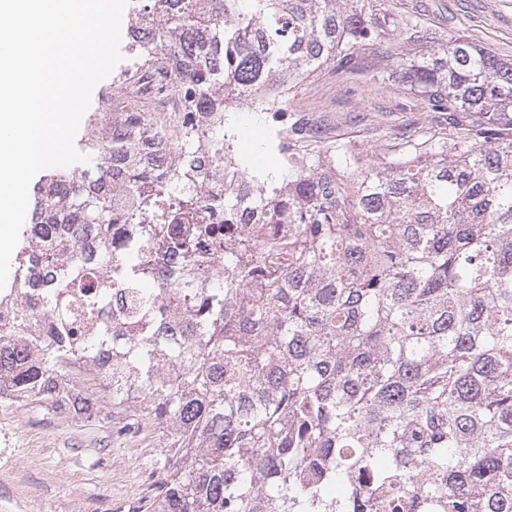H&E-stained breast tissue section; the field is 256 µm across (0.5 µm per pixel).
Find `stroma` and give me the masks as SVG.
<instances>
[{"instance_id": "1", "label": "stroma", "mask_w": 512, "mask_h": 512, "mask_svg": "<svg viewBox=\"0 0 512 512\" xmlns=\"http://www.w3.org/2000/svg\"><path fill=\"white\" fill-rule=\"evenodd\" d=\"M389 7L397 16L426 14V48L460 35L512 59V0H390ZM384 64L378 53L364 52L354 62L362 77L356 86L336 64H325L294 93L291 106L327 118L369 149L376 139L365 118L392 125L430 120L401 87L374 81ZM164 454L153 426L120 435L110 419L0 398V512H136L161 477L151 465Z\"/></svg>"}]
</instances>
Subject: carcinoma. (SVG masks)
<instances>
[{"label": "carcinoma", "instance_id": "carcinoma-1", "mask_svg": "<svg viewBox=\"0 0 512 512\" xmlns=\"http://www.w3.org/2000/svg\"><path fill=\"white\" fill-rule=\"evenodd\" d=\"M132 69L171 61L176 112L89 113V163L34 187L0 300V397L166 436L137 512H512V59L385 0H132ZM384 50L436 125L364 151L288 108L329 60ZM262 149L237 150L242 95ZM457 112L470 113L461 125ZM237 119L238 126L245 125L248 130L246 138L238 139L240 153L251 156L256 162L267 167H276L278 164L277 156L259 148V144L264 138V128L262 124L256 121L253 112H238Z\"/></svg>", "mask_w": 512, "mask_h": 512}]
</instances>
